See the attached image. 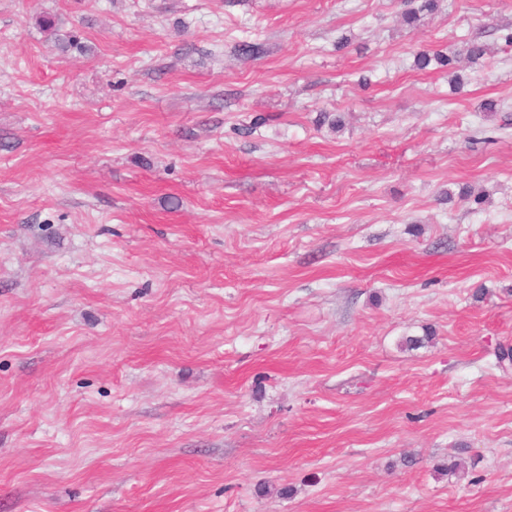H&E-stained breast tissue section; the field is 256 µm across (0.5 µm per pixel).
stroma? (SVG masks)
<instances>
[{"instance_id": "1", "label": "stroma", "mask_w": 512, "mask_h": 512, "mask_svg": "<svg viewBox=\"0 0 512 512\" xmlns=\"http://www.w3.org/2000/svg\"><path fill=\"white\" fill-rule=\"evenodd\" d=\"M405 8L0 0V512H512V0ZM463 52L445 54L441 51H421L415 56V63L420 69L427 68L432 61L441 67L464 69L463 64H473L486 54V47L478 39H469L465 42Z\"/></svg>"}]
</instances>
